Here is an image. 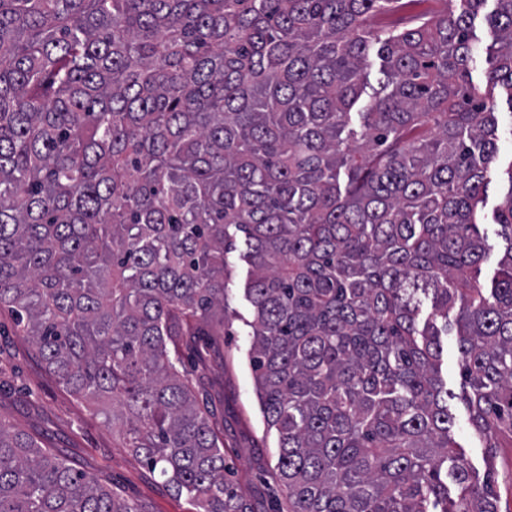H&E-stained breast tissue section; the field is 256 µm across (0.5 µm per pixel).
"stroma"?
<instances>
[{
  "label": "stroma",
  "instance_id": "stroma-1",
  "mask_svg": "<svg viewBox=\"0 0 512 512\" xmlns=\"http://www.w3.org/2000/svg\"><path fill=\"white\" fill-rule=\"evenodd\" d=\"M500 151L488 176L484 216L512 187V104L497 94ZM230 274L225 297L224 335L200 336L184 350V358L200 407L209 411L224 436L229 481L251 512H271L277 496L271 470L277 459V435L267 429L260 412L250 347L253 319L244 297L250 268L241 251L225 256ZM456 336L442 354V376L454 397L451 434L477 471H484L485 450L474 433L458 365ZM0 421L36 438L43 447L97 477L107 489L138 504L145 512H196L187 497L177 496L140 457L122 448L111 427L84 402L67 393L48 374L32 346L16 336L8 312H0Z\"/></svg>",
  "mask_w": 512,
  "mask_h": 512
}]
</instances>
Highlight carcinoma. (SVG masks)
Segmentation results:
<instances>
[{"label":"carcinoma","instance_id":"1","mask_svg":"<svg viewBox=\"0 0 512 512\" xmlns=\"http://www.w3.org/2000/svg\"><path fill=\"white\" fill-rule=\"evenodd\" d=\"M0 0V310L46 370L199 512H250L179 343L224 324L244 234L273 512H498L450 435L512 446V171L478 219L512 106V0ZM378 46L383 80L365 72ZM457 310L454 323L449 313ZM0 512H145L0 421ZM471 42L476 51V62L471 67L472 81L476 86L485 89V73L492 60L495 36L482 19L476 20L471 30ZM497 108L495 115L498 119V138L500 151L493 163L488 177L490 184L488 188L487 205L483 209V222H492L493 209L500 203L508 190L507 170L512 163V110L509 107L505 94L499 93L496 89ZM487 229V260L481 265V273L479 279L485 287H491V279L493 277L494 270L497 268V263L502 257L505 250V241L494 233L497 226L493 224L480 225L481 233ZM455 335V330L448 333V343L447 336H441L444 348L442 354V376L448 385V389L455 394L454 399L448 400L451 412L455 417L454 424L451 428V435L462 447L459 448L461 452L479 472L481 478H483L485 473V448H482V443L477 438L469 423V414L463 399V381L460 377L457 336Z\"/></svg>","mask_w":512,"mask_h":512}]
</instances>
